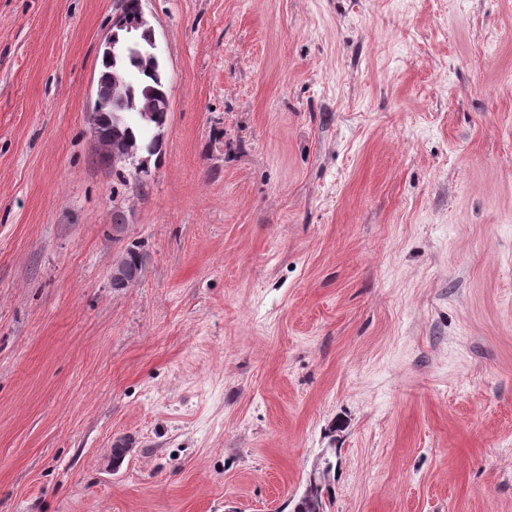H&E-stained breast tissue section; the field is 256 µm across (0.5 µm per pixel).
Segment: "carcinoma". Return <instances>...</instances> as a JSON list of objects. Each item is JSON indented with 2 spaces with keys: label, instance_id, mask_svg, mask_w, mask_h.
I'll return each instance as SVG.
<instances>
[{
  "label": "carcinoma",
  "instance_id": "carcinoma-1",
  "mask_svg": "<svg viewBox=\"0 0 512 512\" xmlns=\"http://www.w3.org/2000/svg\"><path fill=\"white\" fill-rule=\"evenodd\" d=\"M104 71L97 86L93 121L106 134V146L118 155H152L159 146V136L151 131L162 128L167 120V112L160 107L167 98L164 78L158 76L157 67L146 57H127L121 63V73L112 80V62L102 58ZM133 101L134 108L123 113L118 120L112 112V101L118 98ZM123 263L127 274L118 287L125 288L132 283L142 270L143 256L132 246L125 251ZM316 482L305 487L295 500V512H330L333 485L336 482V461L333 455L325 454L315 469Z\"/></svg>",
  "mask_w": 512,
  "mask_h": 512
}]
</instances>
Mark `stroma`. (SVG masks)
<instances>
[{
    "mask_svg": "<svg viewBox=\"0 0 512 512\" xmlns=\"http://www.w3.org/2000/svg\"><path fill=\"white\" fill-rule=\"evenodd\" d=\"M143 6L138 189L119 0H0V512H512V0ZM135 1L122 0V10L108 37L103 53L112 58V62L102 56V79L98 82L97 98L94 106L93 121L106 134V146L117 155H127L126 158L114 159L116 162H129L133 168H141L142 162L130 158L129 154L139 155L145 151L148 155L156 152L159 146V134L150 135L153 130H160L167 120V113L162 107L167 96L165 79L157 72L155 64L146 57H127L121 63V73L117 77L112 73L128 48H137L139 53L152 57L158 68L164 69L157 53L153 28L143 9L142 0L139 2L135 18H126L124 12L132 14ZM117 28V30H115ZM123 31L122 37L118 32ZM140 38H143L141 41ZM159 75V78H158ZM112 78L117 79L115 82ZM133 100L134 108L129 111L125 100ZM113 99H118L113 101ZM113 101V103H112ZM157 102L159 106L156 107ZM125 112V113H122ZM118 115L125 116L117 120ZM116 115V117H115ZM94 136L101 143V131L94 125ZM125 257L122 259L121 257H118V259L113 263L112 267V279L116 280L119 278H124L123 271L124 267L120 265L121 260L123 261L126 269L127 274L125 276L124 281L121 283H114V285L118 286L119 288H125L130 283H132L138 276L139 273L142 270L143 265V256L142 254L137 251V246L132 245V248H128L125 252ZM317 467L314 471L317 474L316 479L313 474L311 475L315 463L309 475V478L311 476L316 484L310 479V484L294 502V512H330L329 506L334 492L333 485L336 482V448H334L333 455L332 452L326 453Z\"/></svg>",
    "mask_w": 512,
    "mask_h": 512,
    "instance_id": "stroma-1",
    "label": "stroma"
}]
</instances>
